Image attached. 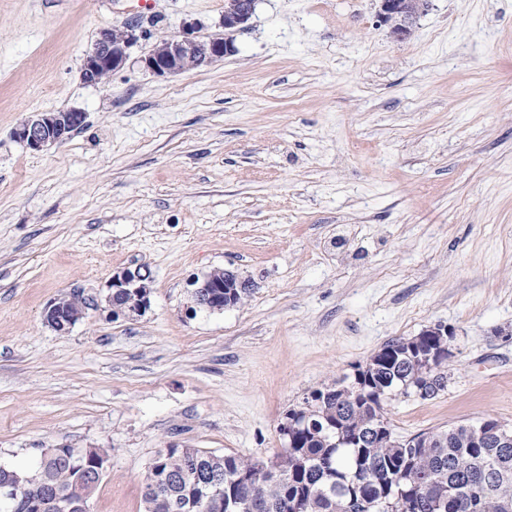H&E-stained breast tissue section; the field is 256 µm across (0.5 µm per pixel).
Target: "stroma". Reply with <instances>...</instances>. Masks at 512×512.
Listing matches in <instances>:
<instances>
[{
	"mask_svg": "<svg viewBox=\"0 0 512 512\" xmlns=\"http://www.w3.org/2000/svg\"><path fill=\"white\" fill-rule=\"evenodd\" d=\"M377 0H257L234 55L159 77L142 56L224 0H0V465L107 448L91 512H143L158 449L266 459L318 389L390 340L452 328L448 387L397 397V440L512 425V0H431L395 40ZM135 25L106 85L80 71ZM83 126L34 153L28 116ZM149 273L112 318L115 273ZM224 268L248 297L194 309ZM81 293L68 332L43 321ZM137 39L132 25L103 30L84 56L82 80L91 85H105L112 73L125 66Z\"/></svg>",
	"mask_w": 512,
	"mask_h": 512,
	"instance_id": "stroma-1",
	"label": "stroma"
}]
</instances>
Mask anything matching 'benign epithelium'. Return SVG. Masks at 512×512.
I'll return each instance as SVG.
<instances>
[{
	"mask_svg": "<svg viewBox=\"0 0 512 512\" xmlns=\"http://www.w3.org/2000/svg\"><path fill=\"white\" fill-rule=\"evenodd\" d=\"M429 7V0H380L377 22L389 26L398 41L409 39L417 19ZM255 0H224L221 20L224 34L205 39L198 35L199 26L187 23L179 39L161 36L150 52L140 59L143 68L157 76L174 75L186 69L207 65L231 56L236 52L235 34L248 26L254 12ZM137 35L131 25L101 32L99 38L86 52L81 70L82 80L91 85H104L112 73L122 69L129 50L136 43ZM85 113L80 109L57 112H35L13 131L15 140L33 152H40L56 145L82 126ZM225 278L209 274L192 281L195 303L210 310H221L224 304L217 297L224 293ZM148 289L138 270L125 269L112 276L111 292L107 302L114 315L123 310L139 312L148 304ZM82 312H73L63 305V298L53 299L45 309V321L56 332L68 331L80 319ZM471 438L480 440L489 432L508 438L512 431L503 424L484 420L468 427Z\"/></svg>",
	"mask_w": 512,
	"mask_h": 512,
	"instance_id": "7a95c632",
	"label": "benign epithelium"
}]
</instances>
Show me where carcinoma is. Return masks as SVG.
Masks as SVG:
<instances>
[{
	"label": "carcinoma",
	"mask_w": 512,
	"mask_h": 512,
	"mask_svg": "<svg viewBox=\"0 0 512 512\" xmlns=\"http://www.w3.org/2000/svg\"><path fill=\"white\" fill-rule=\"evenodd\" d=\"M407 338L386 343L354 380L311 393L287 419L298 426L287 446L268 460L170 446L151 459L145 476V512H512V441L489 436L476 447L467 428L422 432L400 442L390 424L376 432L392 397L417 391L422 365ZM108 448L77 457L51 448L29 471H15L21 487L0 512H76L94 465Z\"/></svg>",
	"instance_id": "obj_1"
}]
</instances>
